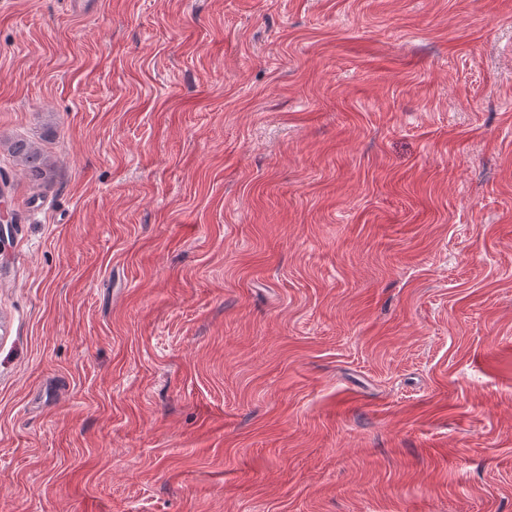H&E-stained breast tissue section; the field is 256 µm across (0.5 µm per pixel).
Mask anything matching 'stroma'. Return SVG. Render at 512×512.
Listing matches in <instances>:
<instances>
[{
	"instance_id": "1",
	"label": "stroma",
	"mask_w": 512,
	"mask_h": 512,
	"mask_svg": "<svg viewBox=\"0 0 512 512\" xmlns=\"http://www.w3.org/2000/svg\"><path fill=\"white\" fill-rule=\"evenodd\" d=\"M0 213V512H512V0H0ZM11 151L21 164L25 167L26 174L35 185L44 179L46 170L44 168L43 155L34 143L27 140H17L11 145Z\"/></svg>"
}]
</instances>
